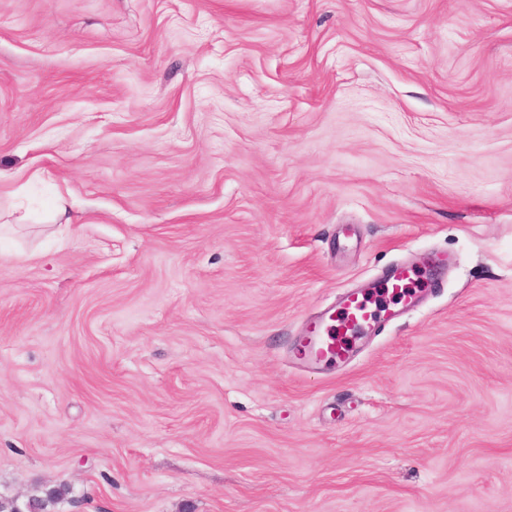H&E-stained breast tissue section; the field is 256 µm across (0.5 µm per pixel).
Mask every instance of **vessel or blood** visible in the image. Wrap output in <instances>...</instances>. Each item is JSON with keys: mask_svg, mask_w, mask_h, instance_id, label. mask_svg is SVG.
Instances as JSON below:
<instances>
[{"mask_svg": "<svg viewBox=\"0 0 512 512\" xmlns=\"http://www.w3.org/2000/svg\"><path fill=\"white\" fill-rule=\"evenodd\" d=\"M375 315L367 294L346 293L337 313L310 322L297 341L295 353L313 366L342 363L350 354L353 337L371 325Z\"/></svg>", "mask_w": 512, "mask_h": 512, "instance_id": "1", "label": "vessel or blood"}]
</instances>
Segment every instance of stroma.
I'll return each mask as SVG.
<instances>
[{
	"label": "stroma",
	"mask_w": 512,
	"mask_h": 512,
	"mask_svg": "<svg viewBox=\"0 0 512 512\" xmlns=\"http://www.w3.org/2000/svg\"><path fill=\"white\" fill-rule=\"evenodd\" d=\"M60 486L512 512V0H0V496ZM371 304L367 294L347 292L337 311L310 322L297 341L295 354L312 366L343 363L353 337L375 322L378 310Z\"/></svg>",
	"instance_id": "35a3bbf8"
}]
</instances>
